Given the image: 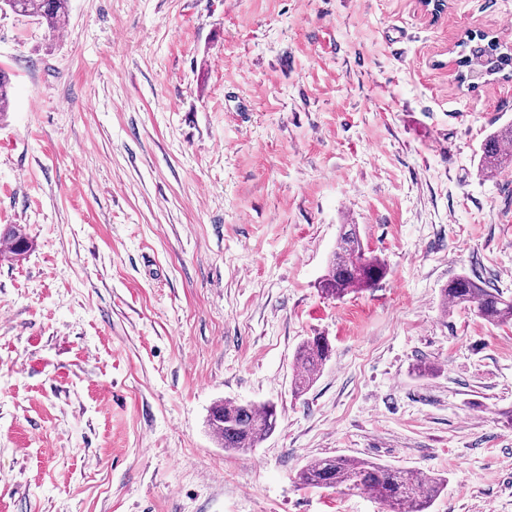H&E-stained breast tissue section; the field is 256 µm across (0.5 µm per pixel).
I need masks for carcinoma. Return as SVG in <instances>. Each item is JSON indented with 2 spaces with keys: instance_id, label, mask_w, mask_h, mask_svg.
Returning <instances> with one entry per match:
<instances>
[{
  "instance_id": "carcinoma-1",
  "label": "carcinoma",
  "mask_w": 512,
  "mask_h": 512,
  "mask_svg": "<svg viewBox=\"0 0 512 512\" xmlns=\"http://www.w3.org/2000/svg\"><path fill=\"white\" fill-rule=\"evenodd\" d=\"M70 0H0V11L33 17L55 31L68 17ZM460 72L464 81H493L512 76V49L488 37L473 36L462 42ZM10 77L0 69V117L9 111ZM512 126L486 140L481 156L482 171L494 176L512 164ZM30 246L26 234L10 225L0 233V254L24 255ZM385 274L384 263L366 255L356 225L344 224L320 288L327 296L341 298L350 292L370 288ZM442 308L472 311L491 324L512 321V298L476 276L460 275L442 289ZM325 336L303 342L295 357L293 389L301 394L315 382L330 357ZM276 407L271 403L254 404L219 400L208 415L207 425L218 442L229 452H246L274 432ZM300 484L318 489L357 490L389 507L388 512H426L447 484L442 476L426 477L412 469L383 465L367 459L346 456L321 457L305 465L298 476Z\"/></svg>"
}]
</instances>
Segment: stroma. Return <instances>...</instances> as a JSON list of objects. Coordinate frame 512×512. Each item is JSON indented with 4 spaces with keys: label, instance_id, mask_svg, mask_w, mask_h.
Masks as SVG:
<instances>
[{
    "label": "stroma",
    "instance_id": "1",
    "mask_svg": "<svg viewBox=\"0 0 512 512\" xmlns=\"http://www.w3.org/2000/svg\"><path fill=\"white\" fill-rule=\"evenodd\" d=\"M71 0L57 33L0 12V512H382L298 484L346 455L448 484L428 512H512V323L444 313L512 296V78L459 84L470 30L512 0ZM356 225L384 277L319 282ZM331 356L304 395L294 357ZM430 364L431 372L417 370ZM273 403L224 451L217 400ZM511 145L512 126H507L486 140L481 156V168L486 175L494 176L512 164L511 151L505 150L506 146ZM0 254L9 253L15 258L23 256L29 249L30 241L26 234L18 227L10 225L0 233ZM441 297L446 312L464 308L491 324L512 321V298L505 297L479 277L457 276L442 289ZM330 344L325 336H313L303 342L295 357L293 389L301 394L315 382L330 357Z\"/></svg>",
    "mask_w": 512,
    "mask_h": 512
}]
</instances>
